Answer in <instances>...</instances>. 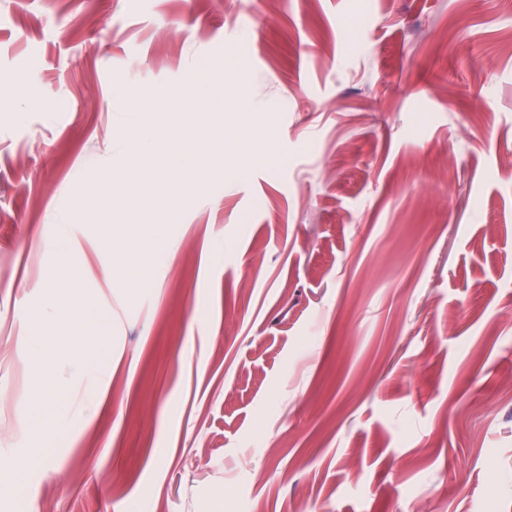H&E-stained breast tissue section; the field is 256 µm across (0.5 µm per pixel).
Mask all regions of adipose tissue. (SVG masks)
Segmentation results:
<instances>
[{
	"instance_id": "ef3b65f1",
	"label": "adipose tissue",
	"mask_w": 512,
	"mask_h": 512,
	"mask_svg": "<svg viewBox=\"0 0 512 512\" xmlns=\"http://www.w3.org/2000/svg\"><path fill=\"white\" fill-rule=\"evenodd\" d=\"M146 227L142 224L130 225L131 236L143 240L135 261L118 262L112 266V280L126 287H138L150 281L154 270L162 258L163 246L159 241H146ZM49 247L57 259L55 269V285L62 288L63 293L37 315L38 327L24 341L25 352L33 358H40L46 352L56 356H66L74 343H82L92 352L107 349L110 340L106 320H98L93 327H86L87 314L76 301L74 293L80 287L71 256V246L65 231H58L52 238ZM44 406L40 420L29 426L28 443L33 448H46L47 437L45 424H57L68 421L69 416L60 412L59 402L66 395L65 388L52 382H41L37 385Z\"/></svg>"
}]
</instances>
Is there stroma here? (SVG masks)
Segmentation results:
<instances>
[{"label": "stroma", "instance_id": "35a3bbf8", "mask_svg": "<svg viewBox=\"0 0 512 512\" xmlns=\"http://www.w3.org/2000/svg\"><path fill=\"white\" fill-rule=\"evenodd\" d=\"M199 69L277 160L115 202L165 250L117 286L139 242L67 221L125 177L113 78ZM62 225L111 345L32 359ZM45 378L96 407L0 512H512V0H0V461Z\"/></svg>", "mask_w": 512, "mask_h": 512}]
</instances>
